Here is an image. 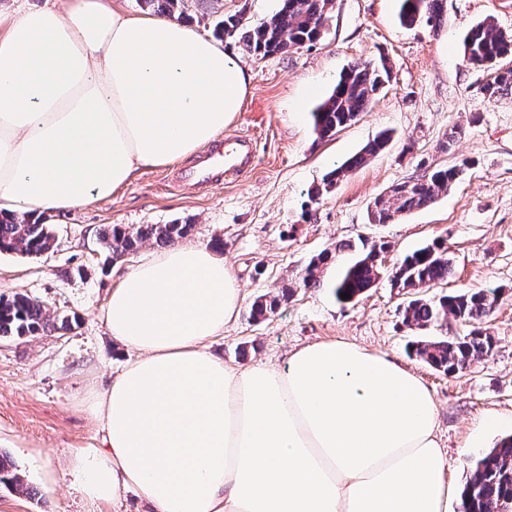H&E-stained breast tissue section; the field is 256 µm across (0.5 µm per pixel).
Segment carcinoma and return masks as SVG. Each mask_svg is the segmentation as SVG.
<instances>
[{"label": "carcinoma", "mask_w": 512, "mask_h": 512, "mask_svg": "<svg viewBox=\"0 0 512 512\" xmlns=\"http://www.w3.org/2000/svg\"><path fill=\"white\" fill-rule=\"evenodd\" d=\"M162 16L172 17L185 12L189 0H141ZM400 20L407 26L424 22L434 31L444 22L443 0H400ZM333 0H282L281 8L268 20L251 25L238 12L216 18L214 27L219 38H238L244 51L255 57L285 55L294 49L314 43L328 22ZM464 46L470 48L468 64L492 72L482 90L490 98L512 91V66L500 65L512 56V34L497 30L485 21L473 25L464 36ZM390 79V67L385 58L377 62L353 65L341 73L331 94L313 112L314 129L322 138L333 136L336 130L353 122L365 111L375 95ZM391 140L388 132H380L352 157L328 171L322 186L309 193L316 200L321 192L335 186L349 173L363 167L368 160L383 151ZM467 163L451 168H438L414 181H404L376 198L368 211L372 224H391L414 210L433 204L439 194L448 192L464 173ZM190 224H141L126 227L114 224L104 230L99 241L102 249L117 260L139 249L146 241L171 245L187 237ZM56 237L50 225L41 219L16 216L0 217V254L21 253L40 257L50 252ZM388 246L384 243L362 246L356 259L345 266L333 284L337 300L341 294L359 298L380 278L383 257ZM343 246L335 252H322L311 258L301 274L304 286L320 284L321 273L337 262ZM452 259L442 241H434L406 255L391 271L390 281L396 288L411 295L403 309V322L408 326L427 327L440 317L452 315L469 327L462 336L452 339L429 338L415 345L416 355L431 367L446 375H455L470 367L473 361L493 349L492 336L484 327L492 314L496 291L477 289L451 292L437 299L426 298L423 292L445 281L452 274ZM292 296L285 288L276 295L262 294L250 307V317L265 320ZM47 307L26 294L0 297V338L37 336L49 327ZM471 475L462 494V512H512V436L498 441L494 447L471 458ZM0 484L21 487L23 482L16 466L0 454Z\"/></svg>", "instance_id": "cac0c4a2"}]
</instances>
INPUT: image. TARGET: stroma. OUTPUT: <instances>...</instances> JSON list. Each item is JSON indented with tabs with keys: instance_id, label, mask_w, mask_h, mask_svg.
<instances>
[{
	"instance_id": "35a3bbf8",
	"label": "stroma",
	"mask_w": 512,
	"mask_h": 512,
	"mask_svg": "<svg viewBox=\"0 0 512 512\" xmlns=\"http://www.w3.org/2000/svg\"><path fill=\"white\" fill-rule=\"evenodd\" d=\"M279 7L280 0H189L185 18L209 35L216 16L240 12L256 25ZM398 14L399 0H334L316 44L264 59L225 39V48L252 73L240 112L224 128L225 136L253 140L251 169L202 189L176 186L183 162L143 169L109 199L45 213L56 236L47 255H0V296L26 294L43 301L50 315L72 319L66 330L0 339V452L14 460L25 485L21 492L0 485V512H148L133 488L113 503L88 502L66 468L80 449L100 447L84 403L129 358L105 325L109 294L126 271L158 250L148 241L114 260L101 249L98 233L111 224L175 220L192 224L191 243L223 240L217 255L241 287L236 322L208 344L214 356L231 366L280 367L300 346L343 338L396 357L435 397L449 478L463 488L471 457L505 433L482 426L485 413L512 417V93L494 99L483 93L490 73L465 62L462 38L485 19L512 34V0H445L437 33L404 27ZM382 57L391 68L386 87L354 122L318 139L312 113L340 73ZM454 125L462 133L442 149ZM384 129L393 132L384 151L309 201V188ZM464 160L469 166L460 180L429 207L393 224L368 223V205L393 185ZM436 239L448 245L453 274L434 286V294L499 291L487 322L491 354L453 376L428 366L411 345L425 335H460L463 326L450 315L421 330L407 326V297L388 277L402 254ZM340 242L389 246L384 276L348 303L338 302L329 286L338 265L324 271L319 286L299 279L314 255ZM284 286L294 290L288 303L267 320L252 321L255 297Z\"/></svg>"
}]
</instances>
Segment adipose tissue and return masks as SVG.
<instances>
[{"mask_svg":"<svg viewBox=\"0 0 512 512\" xmlns=\"http://www.w3.org/2000/svg\"><path fill=\"white\" fill-rule=\"evenodd\" d=\"M251 84L195 23L120 0L0 14V213L84 206L191 156ZM240 303L231 270L193 244L113 288L106 327L137 357L86 402L102 441L68 467L84 498L133 487L149 512H448L424 382L343 339L296 349L282 368L227 366L207 343Z\"/></svg>","mask_w":512,"mask_h":512,"instance_id":"ef3b65f1","label":"adipose tissue"}]
</instances>
